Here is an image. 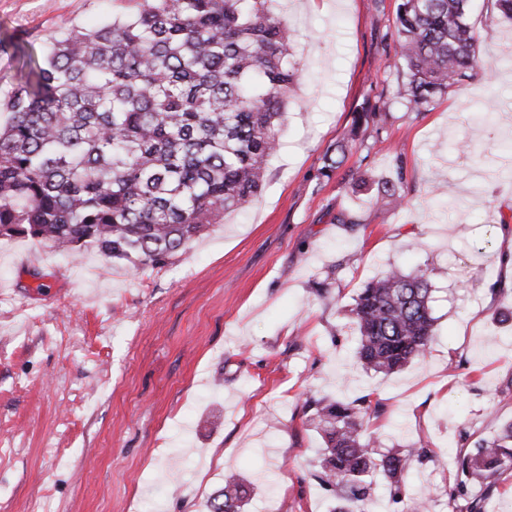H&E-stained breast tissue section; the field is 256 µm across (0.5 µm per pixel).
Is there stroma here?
Returning a JSON list of instances; mask_svg holds the SVG:
<instances>
[{"label": "stroma", "instance_id": "35a3bbf8", "mask_svg": "<svg viewBox=\"0 0 512 512\" xmlns=\"http://www.w3.org/2000/svg\"><path fill=\"white\" fill-rule=\"evenodd\" d=\"M397 0H277L301 74L281 146L246 213L172 263L134 270L96 251L0 241V512H208L227 475L246 512H330L313 478L323 440L307 399L367 396L382 446L427 442L410 495L378 485L369 512H451L455 456L512 421V23L474 0L481 64L421 108L395 92ZM132 0H0V102L25 81L20 48L133 11ZM390 101L381 131L322 157L355 112ZM401 174L406 205L353 192ZM349 215L353 225L338 223ZM426 268L436 336L384 375L357 361L345 311L390 267ZM328 282L330 298L314 283Z\"/></svg>", "mask_w": 512, "mask_h": 512}]
</instances>
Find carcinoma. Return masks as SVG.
Segmentation results:
<instances>
[{"instance_id":"cac0c4a2","label":"carcinoma","mask_w":512,"mask_h":512,"mask_svg":"<svg viewBox=\"0 0 512 512\" xmlns=\"http://www.w3.org/2000/svg\"><path fill=\"white\" fill-rule=\"evenodd\" d=\"M274 0H136L130 13L74 27L40 59L25 50L26 81L5 103L0 124V239L27 235L60 251L94 248L135 268H161L224 215L260 193L299 84L290 62L291 27ZM473 0H399L396 61L407 80L400 98L419 108L478 66ZM387 102L358 112L356 139L377 125ZM348 140L323 157L326 178L343 164ZM399 183H377L399 205ZM428 271L389 269L348 309L367 369L392 373L422 357L435 336ZM378 405L312 399L309 421L325 448L314 477L334 494L333 512H366L374 477L394 502L408 492L413 463L429 450L374 451L362 434ZM453 499L492 487L512 468V423L456 458ZM246 487L229 478L210 512H241Z\"/></svg>"}]
</instances>
